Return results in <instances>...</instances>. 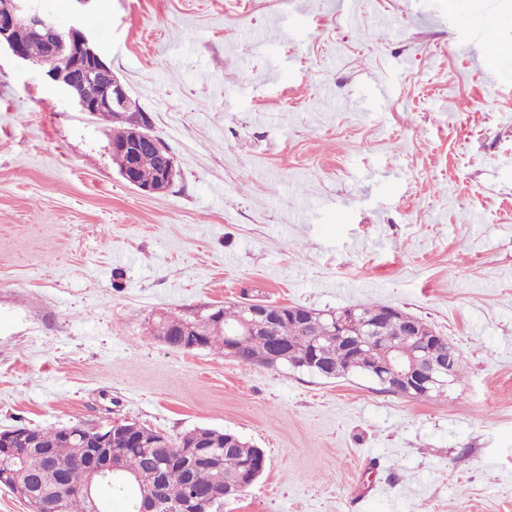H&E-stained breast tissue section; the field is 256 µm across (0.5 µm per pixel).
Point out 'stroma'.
<instances>
[{
    "instance_id": "1",
    "label": "stroma",
    "mask_w": 512,
    "mask_h": 512,
    "mask_svg": "<svg viewBox=\"0 0 512 512\" xmlns=\"http://www.w3.org/2000/svg\"><path fill=\"white\" fill-rule=\"evenodd\" d=\"M99 43L177 176L0 49V428L109 419L267 457L223 512H512V0H38ZM386 305L463 368L417 400L167 347L156 315L243 298ZM510 25L504 18L482 15L471 20L466 28L473 33V39L480 47H485L501 38L503 29Z\"/></svg>"
}]
</instances>
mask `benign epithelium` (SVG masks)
Returning <instances> with one entry per match:
<instances>
[{
  "instance_id": "benign-epithelium-1",
  "label": "benign epithelium",
  "mask_w": 512,
  "mask_h": 512,
  "mask_svg": "<svg viewBox=\"0 0 512 512\" xmlns=\"http://www.w3.org/2000/svg\"><path fill=\"white\" fill-rule=\"evenodd\" d=\"M27 37L45 41L47 54L41 60L44 78L80 111L91 116L114 118L131 108L132 99L117 77H112V83L107 87L98 84L97 73L105 62L92 34L77 24L66 29L56 26L39 10L36 0H0V47H6L13 56L27 61L29 56L24 46ZM111 147L128 156L129 163L121 176L142 193L160 194L173 185L176 177L174 156L166 143L151 131L149 121L112 140ZM147 150L154 152L160 162L154 181L144 184L136 172L134 159ZM285 312L302 320V325L309 324L310 316L303 307L285 309L263 302L244 304L245 318L233 335L225 337V350L236 353L248 338L258 333L271 337L274 350H286L287 341L274 335L277 322ZM202 321V317L196 316L178 329V334L184 336V349L202 347ZM421 326L420 321L405 315L403 330L398 336L381 335L375 322L365 332L354 335L348 315L343 313L334 317L332 335L338 341L368 349L374 374L390 389L404 394L414 391L425 396L455 382L457 357L453 349H440V345L447 344L444 337L437 334L425 336ZM83 437L86 455L80 468L85 479L81 482L66 480L59 490L83 504L95 506L98 486L112 481H129L123 474L119 451L109 447L110 441L125 438L124 427L112 421L105 425L90 423ZM34 444L29 430L0 429V451L15 454L18 461L34 470L44 469L48 466V457ZM207 496L212 499L224 496V479H219L217 490L208 495L189 486L187 497L170 507V512H198ZM134 501V512H157L165 498L160 489L154 488L134 495Z\"/></svg>"
}]
</instances>
